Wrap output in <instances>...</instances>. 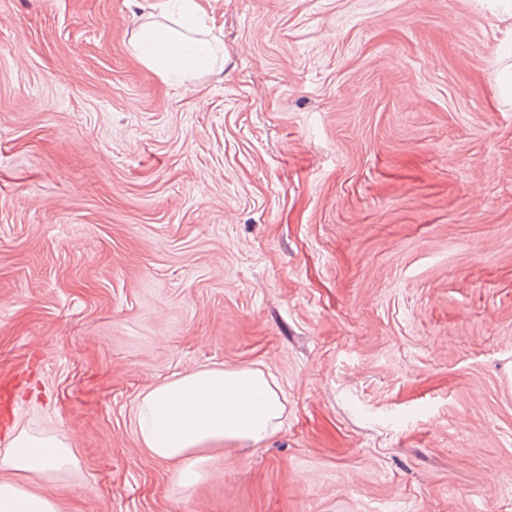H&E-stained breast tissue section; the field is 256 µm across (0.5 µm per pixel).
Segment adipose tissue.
Here are the masks:
<instances>
[{"label": "adipose tissue", "mask_w": 512, "mask_h": 512, "mask_svg": "<svg viewBox=\"0 0 512 512\" xmlns=\"http://www.w3.org/2000/svg\"><path fill=\"white\" fill-rule=\"evenodd\" d=\"M133 48L158 73L187 71L208 60L206 42L150 22L140 24ZM284 401L279 384L260 369L202 368L140 397L134 427L154 457L174 463L173 487L185 494L205 478L210 447L248 448L279 432ZM76 466L64 434L20 431L0 451V512H60L57 498L37 491L31 481L54 480Z\"/></svg>", "instance_id": "adipose-tissue-1"}]
</instances>
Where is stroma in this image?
I'll return each mask as SVG.
<instances>
[{
	"label": "stroma",
	"instance_id": "obj_1",
	"mask_svg": "<svg viewBox=\"0 0 512 512\" xmlns=\"http://www.w3.org/2000/svg\"><path fill=\"white\" fill-rule=\"evenodd\" d=\"M0 0V370L64 431L60 512H512V0ZM258 368L281 431L178 494L133 426ZM152 8L160 12H176L185 19L204 20L208 16L203 0H157ZM133 48L138 58L156 73L187 71L208 60L206 42L187 41L176 28L150 22L140 24L134 35Z\"/></svg>",
	"mask_w": 512,
	"mask_h": 512
}]
</instances>
